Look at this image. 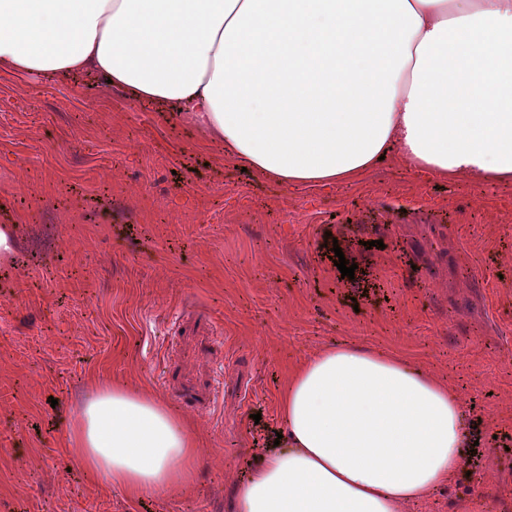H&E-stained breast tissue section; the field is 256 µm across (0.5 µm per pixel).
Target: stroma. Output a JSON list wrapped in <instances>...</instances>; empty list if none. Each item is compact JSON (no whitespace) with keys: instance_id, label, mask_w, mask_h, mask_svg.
<instances>
[{"instance_id":"stroma-1","label":"stroma","mask_w":512,"mask_h":512,"mask_svg":"<svg viewBox=\"0 0 512 512\" xmlns=\"http://www.w3.org/2000/svg\"><path fill=\"white\" fill-rule=\"evenodd\" d=\"M1 224L17 230L0 259V512H233L290 372L342 340L406 358L481 422L470 477L408 512L480 495L512 512V185L384 164L285 188L104 83L0 74ZM327 229L354 280L320 259ZM96 378L196 426L188 486L133 500L81 468L66 421Z\"/></svg>"}]
</instances>
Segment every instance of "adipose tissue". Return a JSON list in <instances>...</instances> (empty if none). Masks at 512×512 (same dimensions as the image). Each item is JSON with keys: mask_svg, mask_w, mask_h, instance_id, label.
<instances>
[{"mask_svg": "<svg viewBox=\"0 0 512 512\" xmlns=\"http://www.w3.org/2000/svg\"><path fill=\"white\" fill-rule=\"evenodd\" d=\"M77 72L169 104L279 184H350L384 159L512 183V0H0V73ZM95 386L66 434L89 474L133 499L193 479L188 423ZM279 409L283 439L235 512H404L465 470L458 394L380 350L306 356Z\"/></svg>", "mask_w": 512, "mask_h": 512, "instance_id": "ef3b65f1", "label": "adipose tissue"}]
</instances>
